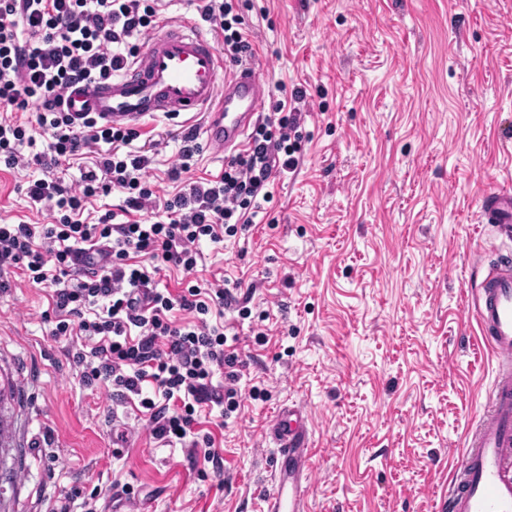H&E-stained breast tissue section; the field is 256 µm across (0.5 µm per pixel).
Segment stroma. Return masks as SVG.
<instances>
[{"label":"stroma","mask_w":512,"mask_h":512,"mask_svg":"<svg viewBox=\"0 0 512 512\" xmlns=\"http://www.w3.org/2000/svg\"><path fill=\"white\" fill-rule=\"evenodd\" d=\"M253 62L308 94L304 157L277 176L249 231L203 243L189 280L237 284L248 317L224 313L245 362L238 411L202 415L222 473L150 435L137 403L86 385L73 360L90 338H57L50 289L7 271L0 291V379L20 403L6 512H37L62 487L140 492L110 512H261L272 487L277 409L300 406L312 443L308 512H437L485 401L494 357L466 309L495 261L483 194L512 191V0H237ZM137 125L157 141L161 197L185 129ZM39 166H0V222L52 223L26 196Z\"/></svg>","instance_id":"35a3bbf8"}]
</instances>
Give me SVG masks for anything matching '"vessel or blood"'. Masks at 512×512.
Instances as JSON below:
<instances>
[{
  "label": "vessel or blood",
  "instance_id": "vessel-or-blood-1",
  "mask_svg": "<svg viewBox=\"0 0 512 512\" xmlns=\"http://www.w3.org/2000/svg\"><path fill=\"white\" fill-rule=\"evenodd\" d=\"M266 96L259 70L247 64L224 74L215 39L188 22L163 24L131 64L109 81L75 85L65 103L74 117L88 114L115 126L200 113L207 146L222 154L244 146ZM479 221L512 242V193L485 194ZM475 265L485 274L467 309L497 367L439 512H512V256L489 266L480 255ZM271 432L277 450L265 512H307L312 450L304 409L281 408Z\"/></svg>",
  "mask_w": 512,
  "mask_h": 512
}]
</instances>
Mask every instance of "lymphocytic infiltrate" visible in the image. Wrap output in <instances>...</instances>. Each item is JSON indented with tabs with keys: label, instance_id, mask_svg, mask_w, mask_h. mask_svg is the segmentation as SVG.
Here are the masks:
<instances>
[{
	"label": "lymphocytic infiltrate",
	"instance_id": "f902f5d3",
	"mask_svg": "<svg viewBox=\"0 0 512 512\" xmlns=\"http://www.w3.org/2000/svg\"><path fill=\"white\" fill-rule=\"evenodd\" d=\"M232 10L230 0H203L201 7L203 18L219 22L225 59L239 63L255 50ZM157 23L156 0H0V108L32 110L48 135L46 152L32 158L45 175L26 194L54 215L50 224H0V271L19 267L33 283L53 286V336L94 338L89 352L74 355L85 384L111 381L113 398L137 399L153 438L188 447L191 458L218 471L221 459L210 434L200 433L198 413L206 408L223 417L240 407L234 382L241 361L226 350L219 321L236 298L218 284L173 292L159 277L170 267L196 269L202 241L249 230L272 199L276 175L300 165L301 113L277 101L213 179L190 177L198 144L186 133L180 162L168 172L180 189L159 201L145 176L151 158L134 129L91 116L78 123L63 106L70 85L109 80L131 62L138 53L131 37ZM89 154L94 166L76 184L57 175L63 162ZM114 190L121 204L95 223L82 221L90 199ZM156 206L163 220L142 221L141 211ZM93 251L98 267L73 279ZM220 371L229 383L218 388L213 378Z\"/></svg>",
	"mask_w": 512,
	"mask_h": 512
}]
</instances>
